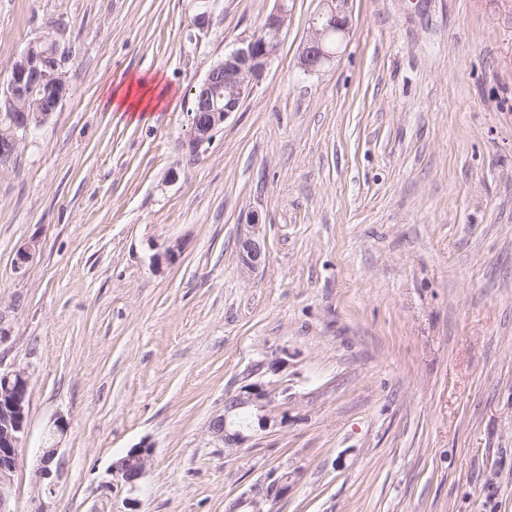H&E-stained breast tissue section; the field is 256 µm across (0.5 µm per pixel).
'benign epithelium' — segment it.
I'll list each match as a JSON object with an SVG mask.
<instances>
[{"label": "benign epithelium", "mask_w": 512, "mask_h": 512, "mask_svg": "<svg viewBox=\"0 0 512 512\" xmlns=\"http://www.w3.org/2000/svg\"><path fill=\"white\" fill-rule=\"evenodd\" d=\"M276 6L252 33L241 37L224 59L212 66L205 78L194 88L197 113L181 149L192 156L210 143L229 116L241 109L255 93L266 70L276 59L288 22V0H275ZM350 0H321V6L311 20L301 45L299 66L307 73L320 71L335 57L349 36L352 17ZM70 60L68 51L50 36L32 42L19 54L9 77L5 98L16 108V124L28 131L45 124L56 108L68 97L70 88L59 70V63ZM48 82V101L37 112H27L19 105L27 100L37 85ZM224 91V106L217 103L219 91ZM247 234L238 238L237 257L241 272L250 274L265 263L266 251L258 236V224H249ZM183 251L182 242H169L154 257L157 265L176 263ZM279 362L260 360L247 371L245 384L224 395V409L215 414L208 432L226 448H242L251 440L250 430L237 426L235 415L248 410L259 428L270 425L269 413L277 402L279 391L264 380L266 372H276ZM0 512L12 509L14 473L18 451L27 436L30 373L26 367L0 370ZM66 423L57 419L43 447L38 471L43 489L52 492L55 473L53 462L57 455L56 436L64 432ZM152 446L147 442L129 449L112 463L110 485L126 489V512H137L141 482L150 466ZM291 475L270 470L251 488L240 495L227 512H273L272 507L288 493Z\"/></svg>", "instance_id": "benign-epithelium-1"}]
</instances>
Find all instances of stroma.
<instances>
[{
  "label": "stroma",
  "instance_id": "35a3bbf8",
  "mask_svg": "<svg viewBox=\"0 0 512 512\" xmlns=\"http://www.w3.org/2000/svg\"><path fill=\"white\" fill-rule=\"evenodd\" d=\"M274 6L0 0V92L31 40L72 51L70 96L0 165V366L31 374L15 512H124L109 470L143 442L139 512H227L272 469L293 474L274 512H512V0H352L317 74L320 0H290L255 93L189 158V89ZM133 80L162 87L148 119L110 108ZM266 358L288 397L223 447L208 422ZM321 6L311 20L301 45L299 66L307 73L320 71L335 57L349 36L352 17L350 0H321ZM336 35V42L331 37ZM248 226L251 230L237 241L238 263L243 274L254 273L266 260L264 244L257 233L259 224L252 222ZM66 428V423L63 419H57L55 429L51 430L49 437L43 446V454L41 458V467L38 471L39 481L42 483L43 489L49 493L52 492L55 473L53 470V462L57 455V445L55 443L58 433H63Z\"/></svg>",
  "mask_w": 512,
  "mask_h": 512
}]
</instances>
